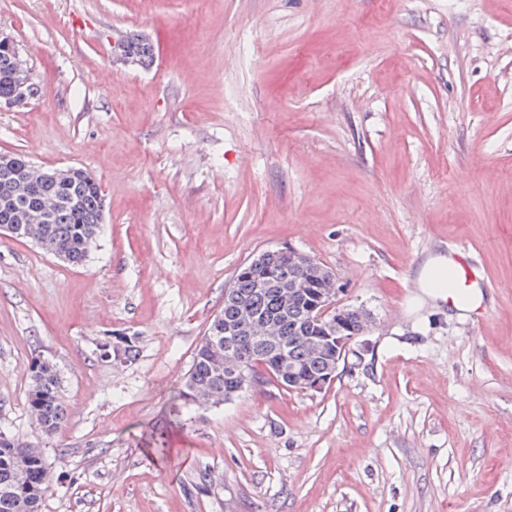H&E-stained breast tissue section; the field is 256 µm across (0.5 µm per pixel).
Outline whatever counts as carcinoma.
I'll return each instance as SVG.
<instances>
[{
	"label": "carcinoma",
	"mask_w": 512,
	"mask_h": 512,
	"mask_svg": "<svg viewBox=\"0 0 512 512\" xmlns=\"http://www.w3.org/2000/svg\"><path fill=\"white\" fill-rule=\"evenodd\" d=\"M125 54L137 65L153 58V45L145 38L132 36L126 40ZM14 70L12 56L0 50V98L11 94ZM14 193L27 208L35 207L48 197L61 196L67 203L58 208L45 224H23L17 236L35 238L46 253L67 263L79 265L96 245L103 218L102 191L98 182L86 172L72 168L62 181L49 178L33 192H21L0 175V195ZM241 265L234 275V290L224 293V308L209 323L196 346L192 365L183 381L181 398L186 404L209 409L231 400L235 383V367L242 358L261 360L275 371L281 358L307 375H325L326 364L336 360V343L321 341L317 353L312 343L324 330L307 318L308 304L314 293L332 287L331 280L315 275L310 288L291 290L288 282L304 276V270L278 260V273L264 275L261 269L245 271ZM254 322L264 327L263 339H252L245 324ZM234 352H224L226 341ZM56 365L48 358H37L29 368L27 403L41 430L53 436L66 418L67 409L59 394ZM51 472L44 449L0 432V512H41Z\"/></svg>",
	"instance_id": "1"
}]
</instances>
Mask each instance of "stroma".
<instances>
[{"mask_svg":"<svg viewBox=\"0 0 512 512\" xmlns=\"http://www.w3.org/2000/svg\"><path fill=\"white\" fill-rule=\"evenodd\" d=\"M0 28L37 89L0 153L104 196L82 265L0 233V431L43 448L42 512H512V0H0ZM133 34L150 66L116 60ZM455 244L463 313L418 286ZM283 245L371 332L322 391L184 405L236 270ZM453 265L451 267L452 274L455 278V287L449 290L448 292L440 290L433 291L430 283L434 277V273L437 270H445L448 271V264H451L452 261L450 259L444 258H436L427 261L420 270L418 281L420 284V288L422 292L429 297L430 299L439 298L442 302H445L448 298L455 297L459 299V292L464 293L470 298V304L473 305L476 301V294L473 291V288H482L480 280L476 275V269L471 266L469 263L463 260V251L457 246L451 247ZM476 284V286H474ZM448 294L450 296L448 297ZM454 299L450 303L454 306V308L460 312L466 311L467 307L461 305ZM59 375L56 365L48 358H37L29 368L27 403L41 430L53 436L66 418L67 409L59 394Z\"/></svg>","mask_w":512,"mask_h":512,"instance_id":"obj_1","label":"stroma"}]
</instances>
